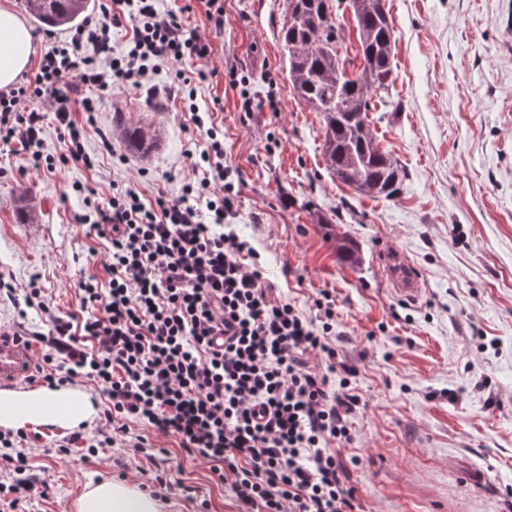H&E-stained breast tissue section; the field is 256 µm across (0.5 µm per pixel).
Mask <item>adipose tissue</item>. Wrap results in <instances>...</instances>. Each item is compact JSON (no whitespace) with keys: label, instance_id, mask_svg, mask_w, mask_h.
<instances>
[{"label":"adipose tissue","instance_id":"obj_1","mask_svg":"<svg viewBox=\"0 0 512 512\" xmlns=\"http://www.w3.org/2000/svg\"><path fill=\"white\" fill-rule=\"evenodd\" d=\"M33 54L25 21L0 7V88L15 83ZM95 414L89 392L78 388H37L0 394V428L49 424L62 428L91 424ZM75 512H161L160 503L135 485L109 479L87 484L74 503Z\"/></svg>","mask_w":512,"mask_h":512}]
</instances>
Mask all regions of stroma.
Wrapping results in <instances>:
<instances>
[{
  "label": "stroma",
  "instance_id": "1",
  "mask_svg": "<svg viewBox=\"0 0 512 512\" xmlns=\"http://www.w3.org/2000/svg\"><path fill=\"white\" fill-rule=\"evenodd\" d=\"M188 0H157L181 13L213 47L198 66L194 100L154 92L172 67L147 85L118 83L93 123L81 110L94 168H33L29 154L0 156V324L15 333L43 329L48 315H81V278L106 281L107 244L80 216L132 186L145 203L196 182V143L223 146L213 165L230 174L237 197L232 229L259 255L268 284L302 309L329 292L336 306V360L352 366L361 402L350 415L352 439L337 449L355 512H512V0H387L396 44L391 96L374 101L371 129L402 166L394 197L357 194L327 170L322 115L288 81L279 32L287 0H222L214 31ZM337 27L339 55L359 73V34L349 0ZM251 99L244 110L243 99ZM142 121L160 133L147 158L101 132L117 120ZM79 184L97 194L87 201ZM33 209L38 223H24ZM359 250L351 264L337 237ZM401 250L420 272L416 301L394 295L376 261L382 247ZM36 299H27L29 289ZM32 473L50 485L25 512H74L85 486L101 477L149 483L155 466L181 469L196 499L172 494L163 512H238L208 465L170 438H155L158 463L129 464L125 449L95 456L60 452L68 431L26 426Z\"/></svg>",
  "mask_w": 512,
  "mask_h": 512
}]
</instances>
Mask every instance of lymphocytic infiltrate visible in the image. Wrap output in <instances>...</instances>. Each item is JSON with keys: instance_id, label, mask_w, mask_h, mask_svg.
Segmentation results:
<instances>
[{"instance_id": "f902f5d3", "label": "lymphocytic infiltrate", "mask_w": 512, "mask_h": 512, "mask_svg": "<svg viewBox=\"0 0 512 512\" xmlns=\"http://www.w3.org/2000/svg\"><path fill=\"white\" fill-rule=\"evenodd\" d=\"M130 30L113 54L112 30ZM209 40L187 30L155 0H112L103 17H87L69 40L51 41L35 75L0 92V146L28 152L34 167H93L71 96L83 93L85 114L116 82L144 84L173 66L169 98L188 97L205 79L197 61ZM54 117L65 151L44 156L42 133ZM235 187L223 172L159 193L144 203L132 187L96 205L89 229L104 239L107 284L81 281L83 317L49 316L43 361L48 384L92 379L108 399L94 431L63 438L95 455L125 448L155 461L148 432L174 438L210 464L239 512H353L354 490L336 444L350 441L349 415L359 398L352 369L337 371L335 303L328 292L303 312L268 285L254 251L214 225L235 214ZM323 357L324 366L310 363ZM24 432L0 434V512L44 499L48 486L21 450Z\"/></svg>"}]
</instances>
